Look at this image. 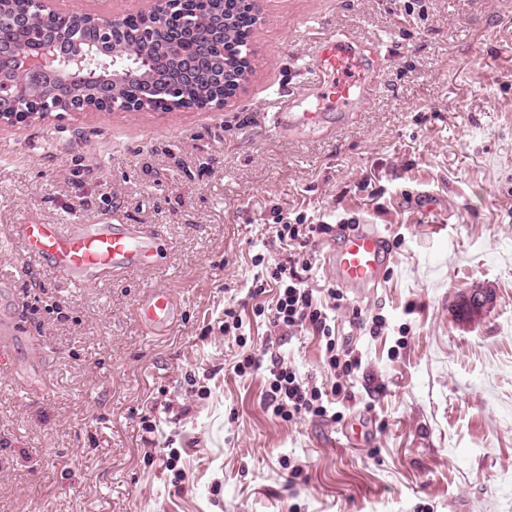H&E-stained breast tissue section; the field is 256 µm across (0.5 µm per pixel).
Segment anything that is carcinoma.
<instances>
[{
    "instance_id": "1",
    "label": "carcinoma",
    "mask_w": 512,
    "mask_h": 512,
    "mask_svg": "<svg viewBox=\"0 0 512 512\" xmlns=\"http://www.w3.org/2000/svg\"><path fill=\"white\" fill-rule=\"evenodd\" d=\"M176 16L197 32L195 46L171 42L166 19ZM0 43L24 45L32 54L43 47L41 42H26L23 36L31 28L49 32L52 43L66 45V54L59 56V67L66 59L77 54L86 56L88 67L96 70L100 78L112 83V61L130 69L135 77L116 86L119 102L139 104L144 93V82L139 76L145 72L167 73L175 70L194 52L210 59V66L198 72L192 80L173 90L162 85L148 104L153 110L167 112L173 107H196L224 98V86L218 76L224 69L250 67L247 54L250 30L245 25V12L239 0H164L161 14L127 15L113 21L121 29L116 41L101 42L97 38V25L90 18L79 20L75 12L47 16L39 10L35 0H0ZM97 81H78L62 85L61 75L49 72L37 83L31 96L23 104H36L43 112H61L69 104L96 100Z\"/></svg>"
}]
</instances>
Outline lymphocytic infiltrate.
I'll return each mask as SVG.
<instances>
[{
  "mask_svg": "<svg viewBox=\"0 0 512 512\" xmlns=\"http://www.w3.org/2000/svg\"><path fill=\"white\" fill-rule=\"evenodd\" d=\"M332 224L280 225L277 237L288 248L287 261L267 263L265 276L277 290L272 305L257 304L255 316L266 317L279 336H293L302 330H312L319 338L324 365L333 381L322 384L302 377L297 369L276 353L273 343H266L263 354L243 353L234 367L237 376L245 377L254 371H263L266 390L263 406L266 411L286 422L326 420L334 423L344 418L342 411L352 398L348 385L350 377L361 361L353 350L338 344L332 325L333 312L345 307L342 289L331 288L318 294L308 284L313 268L307 248L323 235L335 232Z\"/></svg>",
  "mask_w": 512,
  "mask_h": 512,
  "instance_id": "1",
  "label": "lymphocytic infiltrate"
}]
</instances>
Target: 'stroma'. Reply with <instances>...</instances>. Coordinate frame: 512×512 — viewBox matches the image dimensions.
Instances as JSON below:
<instances>
[{"instance_id": "1", "label": "stroma", "mask_w": 512, "mask_h": 512, "mask_svg": "<svg viewBox=\"0 0 512 512\" xmlns=\"http://www.w3.org/2000/svg\"><path fill=\"white\" fill-rule=\"evenodd\" d=\"M153 0H55L105 18ZM253 70L220 109L52 112L0 122V307L17 356L42 355L50 385L0 370V512H512V0H260ZM378 61L357 112L281 137L283 92L314 79L318 35ZM50 224H143L155 265L73 288L14 239ZM376 224L401 238L382 282L346 291L336 334L361 357L345 417L372 422L348 447L329 421L267 413L263 372L238 377L240 336L266 290L253 259L284 258L279 224ZM38 289H31V282ZM493 309L460 321L468 289ZM149 288L180 303L152 336ZM383 316L370 334L353 309ZM302 376L331 380L317 336L283 340ZM301 464L292 477L283 460ZM139 317L156 336L170 335L178 326L180 305L169 290L153 289L139 303Z\"/></svg>"}]
</instances>
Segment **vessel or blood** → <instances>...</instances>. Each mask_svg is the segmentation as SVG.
Wrapping results in <instances>:
<instances>
[{
    "instance_id": "1",
    "label": "vessel or blood",
    "mask_w": 512,
    "mask_h": 512,
    "mask_svg": "<svg viewBox=\"0 0 512 512\" xmlns=\"http://www.w3.org/2000/svg\"><path fill=\"white\" fill-rule=\"evenodd\" d=\"M314 69L316 78L307 88L282 96L274 117L280 131L320 129L368 100L375 62L358 44L340 37L323 40ZM13 231L46 275L70 286L112 280L122 271L155 263L162 250L159 237L140 224H44L28 218ZM390 260L389 240L373 224L345 235L326 256L337 285L354 290L376 287ZM138 310L141 321L157 336L170 335L180 319L179 302L168 290H150ZM15 340L11 318L1 316L0 367L22 374L30 388L45 387L44 370L23 374L11 349Z\"/></svg>"
}]
</instances>
